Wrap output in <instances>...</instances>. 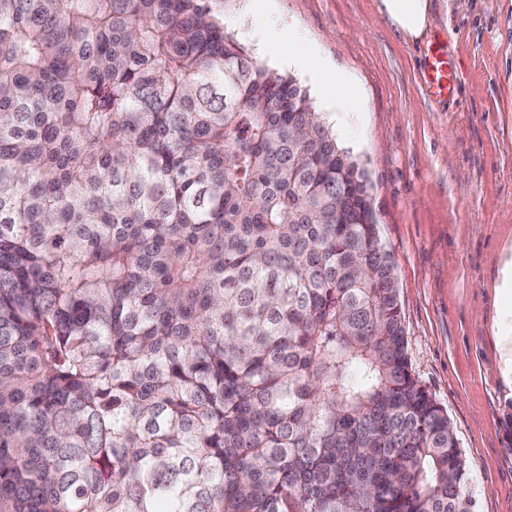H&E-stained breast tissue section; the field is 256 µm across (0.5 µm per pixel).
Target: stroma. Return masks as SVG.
Returning a JSON list of instances; mask_svg holds the SVG:
<instances>
[{
    "label": "stroma",
    "mask_w": 512,
    "mask_h": 512,
    "mask_svg": "<svg viewBox=\"0 0 512 512\" xmlns=\"http://www.w3.org/2000/svg\"><path fill=\"white\" fill-rule=\"evenodd\" d=\"M217 0L224 28L271 72L309 93L358 158L391 256L410 367L446 409L470 474L473 512H512V451L501 419L512 386L498 371L496 266L512 238V0H438L440 24L409 42L372 0ZM267 31L292 56L314 45L357 93L332 110L314 77L258 46ZM442 46L453 91L429 96L426 61Z\"/></svg>",
    "instance_id": "stroma-1"
}]
</instances>
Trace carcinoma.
Masks as SVG:
<instances>
[{
	"label": "carcinoma",
	"mask_w": 512,
	"mask_h": 512,
	"mask_svg": "<svg viewBox=\"0 0 512 512\" xmlns=\"http://www.w3.org/2000/svg\"><path fill=\"white\" fill-rule=\"evenodd\" d=\"M212 0H0V512H472L364 169Z\"/></svg>",
	"instance_id": "1"
}]
</instances>
